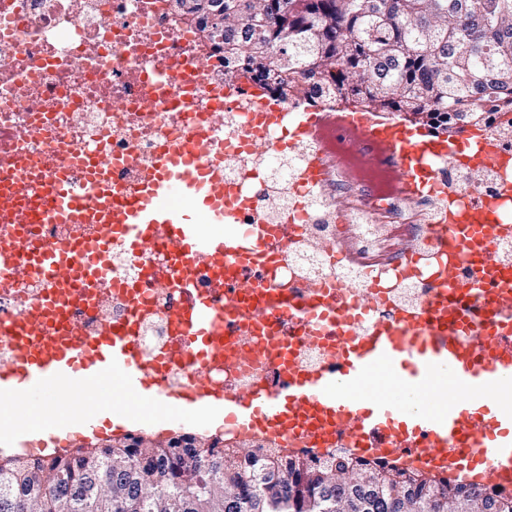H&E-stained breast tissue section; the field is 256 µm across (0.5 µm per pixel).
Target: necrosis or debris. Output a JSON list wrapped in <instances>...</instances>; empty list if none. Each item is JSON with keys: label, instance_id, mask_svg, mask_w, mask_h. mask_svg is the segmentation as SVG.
<instances>
[{"label": "necrosis or debris", "instance_id": "4bbe7bcc", "mask_svg": "<svg viewBox=\"0 0 512 512\" xmlns=\"http://www.w3.org/2000/svg\"><path fill=\"white\" fill-rule=\"evenodd\" d=\"M0 48L10 56L0 69V185L33 175L40 187L38 223L11 225L7 237L16 249L12 257L0 255V323L22 317L50 290L37 273L6 280L5 265L27 266L33 253L71 242V225L50 217L45 189L54 176L49 162L59 157L79 188L87 181V158H125L112 179L132 195L162 152L197 142L204 159H222L224 183L242 199L237 223L269 229L261 257L246 270L262 292L291 301L326 295L350 310L368 293L379 323L396 322L402 308L425 309L438 269L449 262L459 271V299L469 301L468 288L480 275L477 254L439 252L433 239L448 210L489 203L512 220L510 168L438 167L442 192L423 205L410 196L371 191L368 159L350 153L335 131L318 142L291 141L307 110L342 112L345 104L325 90L312 101L292 95L282 101L280 119L267 123L239 83L225 81L220 55L194 22L171 10L169 0H0ZM187 64L203 67L204 85L160 84L152 105L143 104V82ZM214 89L237 93L236 103L209 111ZM473 126L512 152V125L501 109L475 119L465 112L448 128L428 125L424 131L436 140ZM340 196L347 202L341 213L335 206ZM167 264L161 246L136 262L114 254L108 278L82 288L65 320L85 335L102 336L141 308L139 343L153 356L173 340L168 314L181 299L178 290L157 281ZM226 333L241 350L233 362L157 367L154 375L168 389L220 385L240 392L278 384L279 347L292 348L311 368L329 358L323 342L304 335L295 317L277 316L260 328L232 324Z\"/></svg>", "mask_w": 512, "mask_h": 512}]
</instances>
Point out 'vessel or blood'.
<instances>
[{"label": "vessel or blood", "mask_w": 512, "mask_h": 512, "mask_svg": "<svg viewBox=\"0 0 512 512\" xmlns=\"http://www.w3.org/2000/svg\"><path fill=\"white\" fill-rule=\"evenodd\" d=\"M328 128L349 131L369 145L368 157L376 169L371 185L380 192L410 189L423 194L433 183L437 160L461 167L512 164L495 137L476 128L432 141L372 112L325 113L299 126L301 133L316 137ZM66 167L63 159L54 164L50 193L55 222L108 224L112 232L85 247L31 256L54 288L7 331L18 357L0 362L1 393L29 403L48 391L56 404L61 386L89 389L114 378L123 392L147 407L174 402L177 411L169 416L173 422L180 412L212 408L223 412L225 424L279 442L299 441L310 451L335 446L344 438L358 456L398 459L416 470L461 475L470 483L512 490V269L502 267L492 251H483L481 268L501 274L504 283L489 296L482 294L481 281L473 283L475 302L490 310L479 340L467 336L455 299L458 272L448 265L439 270L438 294L426 311L401 316L421 325V332L403 336L386 323L366 326L375 305L369 295L349 314L340 312L332 299L309 302L304 306L305 331L324 339L332 352L321 369H303L284 352L283 384L277 389L259 387L245 395L221 388L167 393L149 372L138 344L140 311L113 324L104 336L82 335L73 324L51 329L69 301L75 276L94 286L106 275L114 251L134 258L155 243L168 246L165 277L186 300L171 314L174 340L156 356L163 365L188 354L202 364L229 358L224 342L229 323L261 324L268 316L293 313L295 304L273 295L248 303L254 284L238 278L236 270L255 261L263 234L258 226L234 224L237 198L224 186L220 163L202 162L189 147L168 150L140 192L129 198L105 176L106 162H93L89 187L103 201L100 209L90 208L75 192ZM22 193L16 186L0 188V224L33 223V213L20 203ZM506 232L512 234V223L482 207L469 211L463 225L442 227L436 246L465 251L474 241ZM200 265L212 270L215 288L235 280L239 296L226 293L219 306L197 294L192 271ZM434 381L454 387L456 396L448 406L428 395Z\"/></svg>", "instance_id": "1"}]
</instances>
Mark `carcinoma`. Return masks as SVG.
Listing matches in <instances>:
<instances>
[{
	"mask_svg": "<svg viewBox=\"0 0 512 512\" xmlns=\"http://www.w3.org/2000/svg\"><path fill=\"white\" fill-rule=\"evenodd\" d=\"M224 77L273 94L317 81L367 112L423 122L512 105V0H224ZM0 460V512H512V492L218 438L127 435Z\"/></svg>",
	"mask_w": 512,
	"mask_h": 512,
	"instance_id": "1",
	"label": "carcinoma"
}]
</instances>
